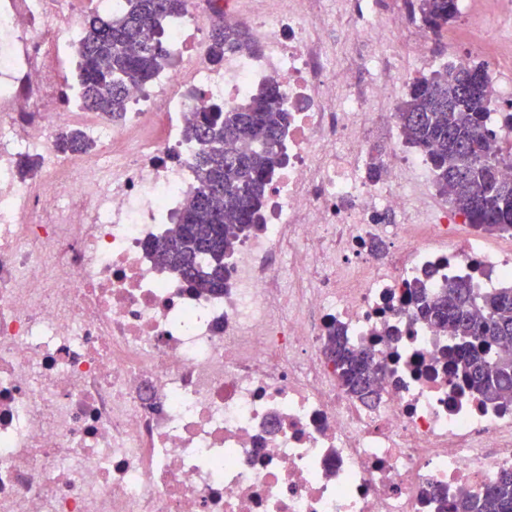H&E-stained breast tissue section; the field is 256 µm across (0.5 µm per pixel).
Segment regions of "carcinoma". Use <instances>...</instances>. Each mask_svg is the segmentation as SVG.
<instances>
[{
  "mask_svg": "<svg viewBox=\"0 0 512 512\" xmlns=\"http://www.w3.org/2000/svg\"><path fill=\"white\" fill-rule=\"evenodd\" d=\"M424 26L436 33L456 18L459 0H415ZM188 0H127L118 13L94 11L82 21L77 70L90 109L114 122L125 117L126 88L145 85L167 63L165 29L187 10ZM211 59L256 52L241 25L214 23ZM465 82L479 97L448 107ZM493 90L484 65H450L415 81L396 112L406 142L428 156L435 181L449 192L452 206L486 232H512V180L500 173L512 149L494 142L488 127ZM288 108L280 86L270 83L237 107L215 104L197 113L186 136L199 144L192 158L198 187L177 215L175 228L151 243L155 254L192 288L224 290L231 241L262 225L266 194L285 165ZM56 148L81 153L92 148L78 128L55 134ZM411 296L425 321L455 340L450 357L470 389L488 401H512V288L476 291L461 281L431 294L421 286ZM328 350L347 389L374 391L378 365L367 349L329 337ZM451 512H512V470H504L482 493L452 504Z\"/></svg>",
  "mask_w": 512,
  "mask_h": 512,
  "instance_id": "1",
  "label": "carcinoma"
}]
</instances>
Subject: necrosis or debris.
<instances>
[{
    "label": "necrosis or debris",
    "instance_id": "4bbe7bcc",
    "mask_svg": "<svg viewBox=\"0 0 512 512\" xmlns=\"http://www.w3.org/2000/svg\"><path fill=\"white\" fill-rule=\"evenodd\" d=\"M65 2L0 0V512H448L512 470V402L454 377L451 338L408 296L512 288V250L433 206L388 110L431 66L404 0H190L119 125L63 81L80 35ZM221 19L261 51L214 64ZM456 32L454 63L484 57L512 107V0ZM272 81L291 120L263 225L232 244L224 292L189 288L146 248L195 189L186 130ZM59 125L95 152L60 153ZM27 157L40 176L23 182ZM337 328L379 360L374 400L328 359Z\"/></svg>",
    "mask_w": 512,
    "mask_h": 512
}]
</instances>
